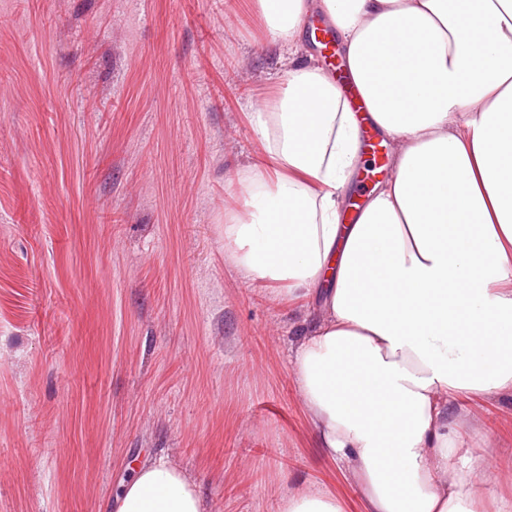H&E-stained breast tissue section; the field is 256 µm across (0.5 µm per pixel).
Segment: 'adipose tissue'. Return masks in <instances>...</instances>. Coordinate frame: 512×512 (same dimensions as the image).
<instances>
[{
	"label": "adipose tissue",
	"instance_id": "ef3b65f1",
	"mask_svg": "<svg viewBox=\"0 0 512 512\" xmlns=\"http://www.w3.org/2000/svg\"><path fill=\"white\" fill-rule=\"evenodd\" d=\"M287 56L251 107L263 163L233 178L224 253L244 280L322 301L296 346L309 426L365 512H512L457 399L512 397V0H254ZM324 15L393 171L340 221L362 161L335 82L295 45ZM117 512H202L195 485L137 468ZM279 512H341L308 487Z\"/></svg>",
	"mask_w": 512,
	"mask_h": 512
}]
</instances>
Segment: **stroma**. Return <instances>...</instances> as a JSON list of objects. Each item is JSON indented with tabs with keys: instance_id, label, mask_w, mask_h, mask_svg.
<instances>
[{
	"instance_id": "35a3bbf8",
	"label": "stroma",
	"mask_w": 512,
	"mask_h": 512,
	"mask_svg": "<svg viewBox=\"0 0 512 512\" xmlns=\"http://www.w3.org/2000/svg\"><path fill=\"white\" fill-rule=\"evenodd\" d=\"M282 72L251 0H0V512H113L159 459L205 512H364L294 380L317 307L224 257ZM454 411L511 496L512 399ZM336 496L327 490L308 487L288 492L281 498L279 512H341Z\"/></svg>"
}]
</instances>
